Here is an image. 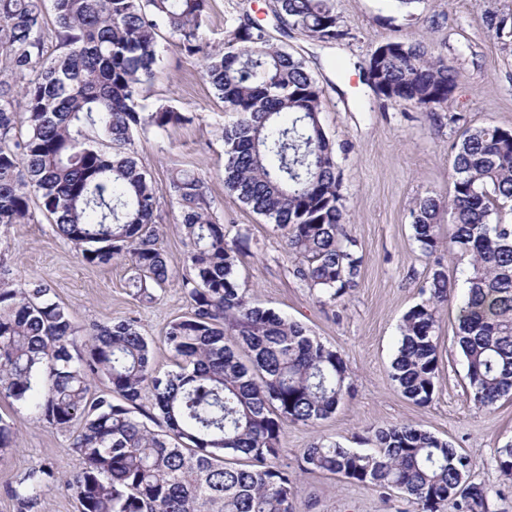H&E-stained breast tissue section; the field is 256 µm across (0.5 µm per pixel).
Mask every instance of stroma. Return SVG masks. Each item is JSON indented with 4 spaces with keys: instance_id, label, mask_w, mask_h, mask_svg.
Returning a JSON list of instances; mask_svg holds the SVG:
<instances>
[{
    "instance_id": "1",
    "label": "stroma",
    "mask_w": 512,
    "mask_h": 512,
    "mask_svg": "<svg viewBox=\"0 0 512 512\" xmlns=\"http://www.w3.org/2000/svg\"><path fill=\"white\" fill-rule=\"evenodd\" d=\"M273 4L211 0L202 34L220 45L248 16L274 42L304 58L323 90L320 118L334 148L346 231L362 259L355 287L336 302L323 303L317 289L294 277L295 261L280 233L225 190L222 131L230 115L203 78L200 61L166 34L159 40L162 61L144 88V104L150 109L169 103L188 120L162 133L136 131L133 149L159 197L161 246L178 263L173 278L156 301L140 302L130 293L127 265L87 264L42 217L30 224L0 225V280L15 288L44 282L83 329L133 321L152 344L155 366L171 369L165 330L188 311L189 298L182 286L187 269L180 212L169 184L174 169L193 171L204 179L227 237L240 230L250 236V251L237 269L247 296L301 323L350 368L354 392L330 418L285 429L284 461L297 473V512H411L398 492L298 470L301 452L313 439L371 448L378 428L398 423L420 425L470 456L471 480L487 490L492 512H512V480L495 463L497 448L512 441V399L490 409L475 404L465 362L453 344L455 303L440 310L438 381L431 403L407 400L389 377L402 317L421 301L435 264H442L456 285L464 283L468 257L449 251L444 237L433 255L423 254L414 239L411 211L426 196L447 200L453 190L454 147L467 128L512 129V36L497 35L486 23L494 14L512 27V0H417L408 10L390 0H332L346 35L330 43L297 30L282 33ZM392 40L432 41L453 63L457 87L448 108L428 111L393 103L368 87L363 77L367 60ZM0 418L18 434L16 448L0 455V512H76L74 499L58 483L45 487L26 508L11 494L43 467L62 477L81 469L71 432L50 428L24 405L3 399Z\"/></svg>"
}]
</instances>
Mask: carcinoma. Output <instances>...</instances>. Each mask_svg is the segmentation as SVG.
Returning a JSON list of instances; mask_svg holds the SVG:
<instances>
[{
    "label": "carcinoma",
    "instance_id": "cac0c4a2",
    "mask_svg": "<svg viewBox=\"0 0 512 512\" xmlns=\"http://www.w3.org/2000/svg\"><path fill=\"white\" fill-rule=\"evenodd\" d=\"M211 0H52L45 32L39 0H0V224L34 219L31 205L93 266L126 262L142 302L173 277L155 225L159 201L131 151L133 133L189 121L169 104L147 112L143 88L162 57L165 31L198 56L203 76L233 119L224 126V187L274 224L295 257L294 276L331 302L347 293L361 259L345 241L333 150L320 121L322 89L303 59L246 19L220 46L203 43ZM280 29L333 42L343 38L330 0H275ZM59 53L45 55V39ZM366 67L375 92L394 103L446 108L456 71L429 44L397 42ZM24 100L18 114L16 97ZM453 192L411 212L425 254L448 213V246L470 257L453 341L473 400L512 398V224L491 223L512 209V131L466 129L451 162ZM180 210L190 309L166 342L173 368L153 366L152 347L131 321L79 329L69 310L34 281L0 284V397L31 407L59 430L79 424L72 448L82 468L64 486L79 512H295L296 476L280 464L288 423L333 415L349 395L350 372L337 351L299 323L253 303L237 267L248 235L229 242L205 181L188 170L171 178ZM455 287L432 271L425 298L399 326L389 376L417 405L433 399L439 310ZM96 379L105 383L92 389ZM157 425L150 428L141 416ZM376 447L344 448L317 439L300 470L396 490L413 512H489L469 481L470 457L411 423L375 433ZM0 418V454L16 447ZM512 478V443L497 449ZM56 481L50 469L12 489L21 507Z\"/></svg>",
    "mask_w": 512,
    "mask_h": 512
}]
</instances>
